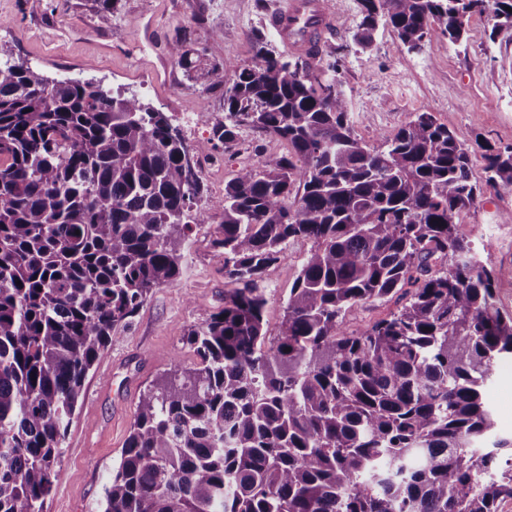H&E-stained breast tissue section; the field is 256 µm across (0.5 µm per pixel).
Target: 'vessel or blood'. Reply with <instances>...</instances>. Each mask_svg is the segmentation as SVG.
<instances>
[{"mask_svg": "<svg viewBox=\"0 0 512 512\" xmlns=\"http://www.w3.org/2000/svg\"><path fill=\"white\" fill-rule=\"evenodd\" d=\"M269 24L290 50L307 55L318 51L323 32L334 28L335 18L324 0H288L270 15Z\"/></svg>", "mask_w": 512, "mask_h": 512, "instance_id": "obj_1", "label": "vessel or blood"}]
</instances>
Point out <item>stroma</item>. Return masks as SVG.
Listing matches in <instances>:
<instances>
[{"mask_svg": "<svg viewBox=\"0 0 512 512\" xmlns=\"http://www.w3.org/2000/svg\"><path fill=\"white\" fill-rule=\"evenodd\" d=\"M328 3L337 25L322 58L336 66V88L348 102L359 137L380 146L413 113L423 111L465 136L472 177L481 183L482 194L460 214L458 231L473 240L479 257L493 270L498 305L512 314V194L487 184L482 158L484 146L512 148V30L490 38L486 19L475 15L463 41L451 44L434 34L420 51L410 52L391 27L382 25L371 47L364 49L353 39L358 0ZM285 5L286 0H267L261 12L255 0H119L106 25L95 0H0V60L138 94L168 113L187 144L195 146L223 119L224 90L187 80L169 53L173 36L187 31L206 60L228 57L236 67H249L255 61L256 32L282 50L267 16ZM187 114L196 116L195 125H185ZM244 139L231 152L201 157L205 191L197 200L199 209L213 211L239 168L259 155L287 150L272 136L248 133ZM215 231L212 224L194 231L181 278L154 289L131 324L115 329L84 382L44 512H99L140 396L160 378L195 364L184 336L223 307L227 287L223 263L210 245ZM310 248L307 240L291 242L286 259L268 275V335L281 329L288 292ZM486 398L498 430L512 434V361L496 368Z\"/></svg>", "mask_w": 512, "mask_h": 512, "instance_id": "35a3bbf8", "label": "stroma"}]
</instances>
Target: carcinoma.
<instances>
[{"mask_svg": "<svg viewBox=\"0 0 512 512\" xmlns=\"http://www.w3.org/2000/svg\"><path fill=\"white\" fill-rule=\"evenodd\" d=\"M355 42L381 24L418 51L467 18L512 30V0H358ZM206 62L180 31L170 55L224 87V120L189 149L136 95L0 62V512H43L84 380L111 333L183 273L210 223L189 157L245 129L288 144L224 185L211 245L234 284L190 327L199 362L136 406L103 512H499L512 436L485 389L512 359V316L455 218L481 194L463 135L417 112L379 147L313 66L266 48ZM512 193V148L484 154ZM295 196V206L287 204ZM313 246L267 336L262 286L288 244ZM398 297L359 332L343 318Z\"/></svg>", "mask_w": 512, "mask_h": 512, "instance_id": "carcinoma-1", "label": "carcinoma"}]
</instances>
